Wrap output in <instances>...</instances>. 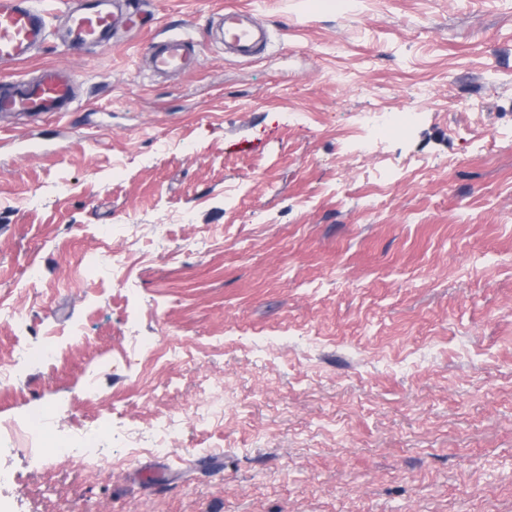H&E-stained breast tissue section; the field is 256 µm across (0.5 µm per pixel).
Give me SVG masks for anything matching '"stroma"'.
I'll use <instances>...</instances> for the list:
<instances>
[{"label": "stroma", "mask_w": 512, "mask_h": 512, "mask_svg": "<svg viewBox=\"0 0 512 512\" xmlns=\"http://www.w3.org/2000/svg\"><path fill=\"white\" fill-rule=\"evenodd\" d=\"M147 2L99 53L48 0L17 69L69 66L80 108L0 130V425L101 460L1 443L0 512H512V0ZM229 8L263 57L215 42ZM181 30L199 64L151 75ZM404 114L406 112H363L359 122L373 134L389 136L403 131ZM49 422L43 413L34 412L25 416V419L13 422L8 426V431L19 432L22 443L29 449L36 452L32 455V462L35 466L43 463L45 455H56L66 457H90L96 454V443L87 434L74 436L69 440H59L48 428ZM44 449V455L39 451Z\"/></svg>", "instance_id": "stroma-1"}]
</instances>
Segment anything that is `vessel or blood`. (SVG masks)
Returning <instances> with one entry per match:
<instances>
[{"label": "vessel or blood", "mask_w": 512, "mask_h": 512, "mask_svg": "<svg viewBox=\"0 0 512 512\" xmlns=\"http://www.w3.org/2000/svg\"><path fill=\"white\" fill-rule=\"evenodd\" d=\"M119 0H71L66 9L69 44L107 51L110 39L124 20ZM245 11L228 9L219 19L225 32L224 49L250 58L264 54L270 38L261 27L249 24ZM49 36L48 10L43 0H0V117L37 119L76 108L71 73L60 66L43 68L32 79L16 77L17 67L43 46ZM186 35L152 40L148 46L155 72L181 71L195 51Z\"/></svg>", "instance_id": "obj_1"}]
</instances>
